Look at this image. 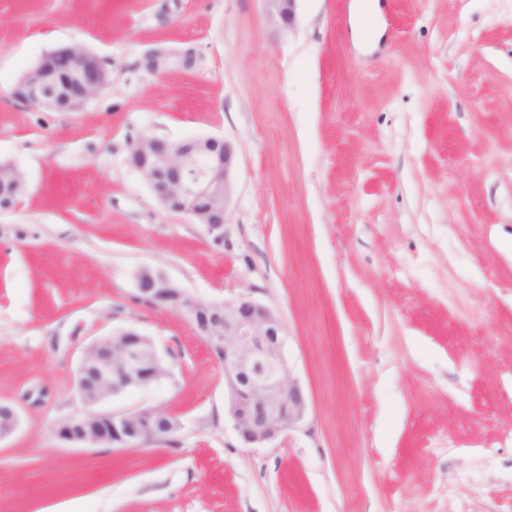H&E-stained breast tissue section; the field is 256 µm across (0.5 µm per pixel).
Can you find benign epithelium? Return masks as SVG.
Returning a JSON list of instances; mask_svg holds the SVG:
<instances>
[{
  "label": "benign epithelium",
  "mask_w": 512,
  "mask_h": 512,
  "mask_svg": "<svg viewBox=\"0 0 512 512\" xmlns=\"http://www.w3.org/2000/svg\"><path fill=\"white\" fill-rule=\"evenodd\" d=\"M270 16L288 25L296 0H264ZM189 67V54L154 53L147 70L157 73L171 61ZM109 86L107 70L93 53L67 46L44 54L19 79L14 97L25 104L38 102L57 112H78ZM204 167L194 173L199 155ZM135 169L158 199L174 203L210 232L226 223L233 192L234 145L222 138L188 139L178 143L153 136L140 138L134 148ZM22 194L25 181L17 167L0 171V191ZM138 290L158 308L184 313L196 334L210 348L224 349V389L227 413L240 439L247 445H263L280 434L301 426L307 402L292 379L285 354L287 330L280 315L264 304L241 296L230 303L204 302L162 273L143 268L137 273ZM167 370L151 340L126 329L93 341L78 368V391L88 405H95L130 389L145 388L163 378ZM19 425L18 410L0 404V440ZM180 427L174 416L155 409L114 415L89 412L63 423L58 438L74 447H136L160 436L169 437Z\"/></svg>",
  "instance_id": "1"
}]
</instances>
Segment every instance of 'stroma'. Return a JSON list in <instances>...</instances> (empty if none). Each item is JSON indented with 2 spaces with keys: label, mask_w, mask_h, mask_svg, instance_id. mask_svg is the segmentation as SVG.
Masks as SVG:
<instances>
[{
  "label": "stroma",
  "mask_w": 512,
  "mask_h": 512,
  "mask_svg": "<svg viewBox=\"0 0 512 512\" xmlns=\"http://www.w3.org/2000/svg\"><path fill=\"white\" fill-rule=\"evenodd\" d=\"M0 0V512H512V0ZM78 45L112 83L78 112L17 101ZM191 53L159 73L147 55ZM238 151L221 234L164 209L141 137ZM276 311L305 423L244 445L224 370L136 274ZM132 328L167 376L96 411L159 409L168 439L71 448L78 365Z\"/></svg>",
  "instance_id": "35a3bbf8"
}]
</instances>
